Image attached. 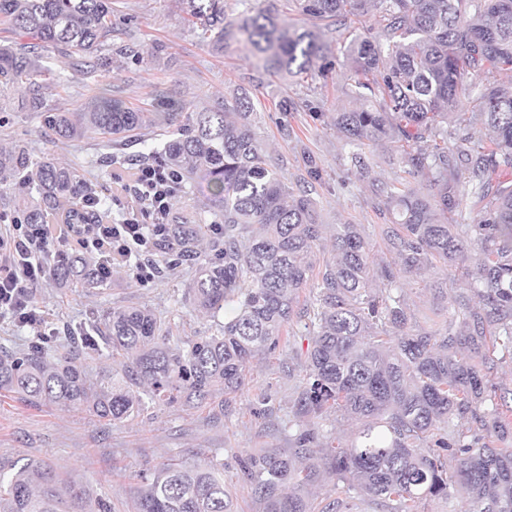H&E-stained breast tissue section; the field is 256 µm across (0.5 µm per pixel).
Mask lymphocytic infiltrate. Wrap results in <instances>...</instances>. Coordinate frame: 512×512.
I'll list each match as a JSON object with an SVG mask.
<instances>
[{
    "mask_svg": "<svg viewBox=\"0 0 512 512\" xmlns=\"http://www.w3.org/2000/svg\"><path fill=\"white\" fill-rule=\"evenodd\" d=\"M114 180L124 209L117 222L0 225V316L35 336L54 335L32 291L45 280L47 261L59 244L95 258L104 276L120 268L139 284L153 282L155 265L133 261L132 256L151 252L168 235L182 177L156 161L139 165L129 175H115Z\"/></svg>",
    "mask_w": 512,
    "mask_h": 512,
    "instance_id": "obj_1",
    "label": "lymphocytic infiltrate"
}]
</instances>
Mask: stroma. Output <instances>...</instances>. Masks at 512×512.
I'll list each match as a JSON object with an SVG mask.
<instances>
[{"mask_svg":"<svg viewBox=\"0 0 512 512\" xmlns=\"http://www.w3.org/2000/svg\"><path fill=\"white\" fill-rule=\"evenodd\" d=\"M113 9L118 27L112 47L117 54L95 76H83L71 60L53 49L43 50L42 63L51 70L43 78L48 107L73 109L95 97L117 95L142 110H159L169 98L199 109L216 98L232 96L236 88H246L254 101L257 137L288 185L296 186L304 176V155H313L323 170L315 194L324 226L319 261L333 258L332 235L340 224L364 225L373 257L388 259L372 183L402 181L406 174L398 159L388 158L380 145L371 149L376 164L368 175L351 169L350 148L333 122L335 113L353 104L348 70L336 66L334 82L327 86L318 81L299 84L290 77L275 79L258 66L243 44L233 42L223 52L213 51L188 29L175 0H113ZM20 97V92H12L0 106V144L23 142L35 156H52L98 187L112 188V176L121 172L122 161L141 160L147 151L136 142L109 147L93 134L57 140L37 113L20 110ZM109 153L118 156L117 164L106 163ZM195 274L194 267L184 264L140 285L119 270L113 273L109 288L89 291L43 283L35 296L50 313L55 335L37 339L1 316L0 353L21 354L37 347L48 360H55L69 350L71 331L129 305L149 307L157 319L170 324L174 341L187 346L215 331L212 319L195 311L187 299ZM435 277L431 271L401 280V293L416 327L457 313L459 295L467 289L459 269L452 266L447 298L433 299L428 284ZM288 330V346L256 359L243 394L227 401L218 396L194 408L150 403L135 420L108 424L78 407L35 409L17 400H1L0 471L8 473L28 460H41L56 467L68 484L85 490L91 500H104L112 512H131L138 474L153 472L170 458L189 465L220 463L237 512H261L262 505L253 487L243 480L239 462L262 448H291L305 424L297 401L307 383L308 328L304 320L295 318ZM510 406L512 358L506 356L496 360L480 413L490 421L496 411ZM336 498L344 499L352 512H392L358 490L330 480L309 492L317 510Z\"/></svg>","mask_w":512,"mask_h":512,"instance_id":"stroma-1","label":"stroma"}]
</instances>
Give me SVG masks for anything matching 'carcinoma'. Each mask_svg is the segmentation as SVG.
Listing matches in <instances>:
<instances>
[{
  "instance_id": "1",
  "label": "carcinoma",
  "mask_w": 512,
  "mask_h": 512,
  "mask_svg": "<svg viewBox=\"0 0 512 512\" xmlns=\"http://www.w3.org/2000/svg\"><path fill=\"white\" fill-rule=\"evenodd\" d=\"M197 37L217 52L235 39L249 45L266 71L302 80H327L335 67L326 34H349L344 64L355 76L360 106L336 113V129L353 144H383L399 152L423 193L402 182L374 188L382 235L394 260L374 261L361 224H338L333 260L315 269L322 239L312 189L289 187L273 166L251 121L253 103L242 91L190 111L179 101L164 112L129 107L104 97L76 111L49 108L36 77L40 57L30 45L0 47V96L17 88L18 107L37 112L61 139L99 135L107 142L142 140L169 130L149 155L201 178L210 190L208 213L224 224L214 262H200L207 228L202 217H173L158 243L161 257L198 262L188 288L194 308L213 319L215 332L188 348L172 346L169 330L141 305L114 309L79 333L81 349L50 362L38 349L0 357V397L44 405L83 406L101 420L140 415L146 402L193 407L216 395H236L252 360L288 344L287 328L299 293L316 305L305 317L314 328L306 356L309 383L299 399L308 424L284 454L264 448L242 465L261 498L262 512H313L306 489L336 479L396 512H417L427 496H448V461L466 492L469 512H512V448L475 438L434 437L438 423L472 415L487 389L484 347L512 355V86L491 82L512 73V0H284L308 26L275 12L249 9L224 22V0H178ZM110 0H0V23L21 37L55 47L93 74L110 60L115 20ZM488 128V141L462 138L448 150V118L461 97ZM307 183H320L315 157L303 159ZM76 173L51 156L34 157L14 142L0 146V201L15 224H97L101 214L80 205ZM482 205L475 224L448 220L463 199ZM466 265L478 309L446 320L443 328L412 330L405 298L389 291L400 274ZM48 281L106 288L91 261L62 250L47 267ZM224 320H219L220 312ZM460 323L461 329L455 328ZM104 345L118 368L92 383L84 349ZM466 349L469 356L461 357ZM358 420L348 446L316 447L318 421L331 410ZM498 440L512 437V408L492 424ZM133 512H236L224 485V466L167 463L141 477ZM86 494L56 471L29 460L0 474V512H88Z\"/></svg>"
}]
</instances>
